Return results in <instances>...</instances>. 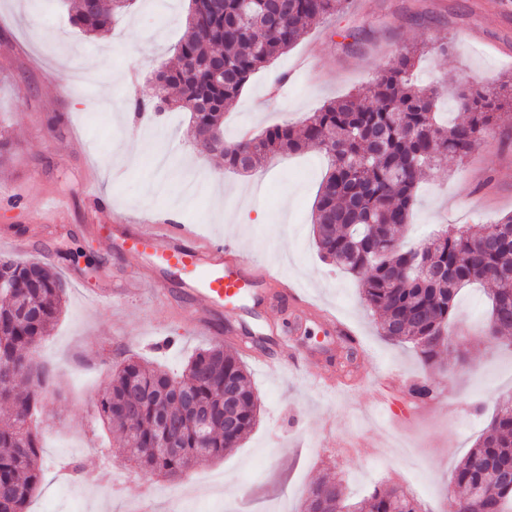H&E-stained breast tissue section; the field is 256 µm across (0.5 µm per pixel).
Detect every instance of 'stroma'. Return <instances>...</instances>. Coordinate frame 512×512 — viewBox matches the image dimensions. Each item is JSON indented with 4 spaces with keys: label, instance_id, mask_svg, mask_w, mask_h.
Listing matches in <instances>:
<instances>
[{
    "label": "stroma",
    "instance_id": "1",
    "mask_svg": "<svg viewBox=\"0 0 512 512\" xmlns=\"http://www.w3.org/2000/svg\"><path fill=\"white\" fill-rule=\"evenodd\" d=\"M187 8L188 0H137L95 39L72 27L65 0H0V125L17 143L11 166L0 171V238H28L32 258L70 283L60 319L33 354L58 382L45 399L46 470L31 512H125L144 494L155 512H303L310 488L327 474L351 502L413 481L423 512H448L455 467L499 401L512 396V334H484L488 286L458 299L455 331L465 360L452 351L424 366L412 345L381 336L357 278L318 253L312 229L327 170L321 153L280 154L235 174L221 156L196 152L187 113L132 119L135 91L174 63ZM443 41L450 51L427 54L418 78L447 86L439 109L459 121L452 90L494 86L512 74V0H351L250 78L225 110L224 136L300 123L369 82L401 49ZM280 74L289 80L269 97ZM59 113L64 123L49 128ZM176 205L205 234L279 262L312 302L349 324L356 339L350 370L336 361V334L313 314L288 329L292 312L283 306L228 309L213 317V335L191 333L194 299L177 287L159 298L147 260L106 249L114 220ZM511 213L507 118L466 159L439 162L400 241L411 246L446 225L492 224ZM247 328L293 348L307 364L284 362L274 376L261 367V347L242 349L259 415L239 448L174 482L146 479L115 453L94 417L111 365L139 356L176 373L197 349L242 338ZM321 371L334 374L335 390L316 385ZM419 381L435 387L431 404L409 401L407 390ZM65 458L80 459L90 475L82 501L70 497L74 481L56 475Z\"/></svg>",
    "mask_w": 512,
    "mask_h": 512
}]
</instances>
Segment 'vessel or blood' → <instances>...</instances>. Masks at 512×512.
Masks as SVG:
<instances>
[{"mask_svg": "<svg viewBox=\"0 0 512 512\" xmlns=\"http://www.w3.org/2000/svg\"><path fill=\"white\" fill-rule=\"evenodd\" d=\"M116 230L123 250L150 261L160 275V286L175 281L200 299L196 327L209 326L212 313L246 301H306L274 263L245 259L237 244L202 236L181 216L162 212L142 224L117 225Z\"/></svg>", "mask_w": 512, "mask_h": 512, "instance_id": "obj_1", "label": "vessel or blood"}]
</instances>
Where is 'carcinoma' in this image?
<instances>
[{
  "label": "carcinoma",
  "mask_w": 512,
  "mask_h": 512,
  "mask_svg": "<svg viewBox=\"0 0 512 512\" xmlns=\"http://www.w3.org/2000/svg\"><path fill=\"white\" fill-rule=\"evenodd\" d=\"M134 0H80L72 24L87 36L109 31L113 16ZM348 8V0H273L270 14L248 19L241 0H190L185 33L173 48L177 64L163 68L151 94L135 97V116L173 107L191 114L199 152L219 153L233 171L257 168L276 154L317 149L330 159L315 199L313 234L325 260L361 278L363 299L379 314L380 332L416 348L426 365L448 348L456 299L474 284L494 283L485 335L512 331V215L473 230L458 226L425 241L421 259L399 250L419 185L443 155L465 158L512 110V81L464 87L459 109L468 118L442 124V88L422 85L417 56L403 49L356 93L331 101L297 126L284 122L260 135L224 141V107L252 74L287 52L318 21ZM0 512H28L44 479L38 429L52 372L31 352L62 313L66 284L39 261L0 259ZM432 400L427 382L409 389ZM258 398L239 351L221 345L192 355L176 377L132 357L114 366L96 398V419L116 434L125 458L148 477L181 478L202 460L237 447L257 420ZM512 397L498 409L454 470L450 485L460 512H512ZM492 493L470 496L480 488ZM422 512L413 496L392 487L352 504L340 485L312 487L307 512Z\"/></svg>",
  "instance_id": "obj_1"
}]
</instances>
